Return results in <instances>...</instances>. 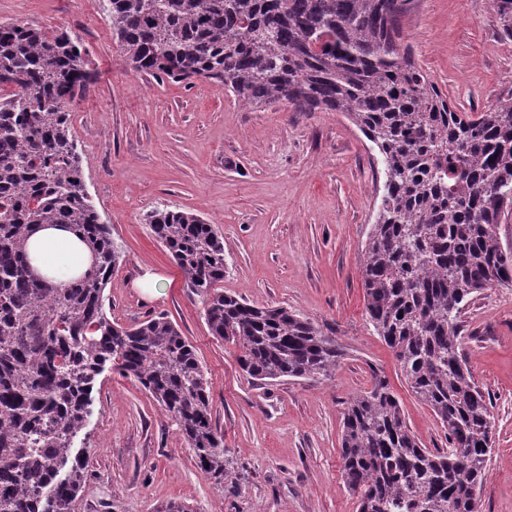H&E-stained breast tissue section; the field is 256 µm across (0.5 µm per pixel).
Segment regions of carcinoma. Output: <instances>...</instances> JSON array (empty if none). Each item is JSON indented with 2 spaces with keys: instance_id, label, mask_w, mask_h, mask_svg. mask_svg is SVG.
<instances>
[{
  "instance_id": "carcinoma-1",
  "label": "carcinoma",
  "mask_w": 512,
  "mask_h": 512,
  "mask_svg": "<svg viewBox=\"0 0 512 512\" xmlns=\"http://www.w3.org/2000/svg\"><path fill=\"white\" fill-rule=\"evenodd\" d=\"M412 3L108 0L107 14L135 72L214 80L249 106L341 112L374 144L384 184L363 247L365 311L448 447H423L376 379L344 413L341 476L358 512H481L491 401L462 352L459 319L474 294L512 283V247L496 232L512 211V89L479 112L452 107L403 44ZM491 5L512 36V0ZM91 83L78 38L0 24V512H72L87 478L73 441L107 368L151 395L218 490L237 482L193 346L163 314L125 327L105 312L122 256L88 198L68 110ZM41 224L68 227L90 249L80 280L60 287L30 274L26 243ZM147 224L251 378L336 371V338L319 325L218 287L215 225L169 208Z\"/></svg>"
}]
</instances>
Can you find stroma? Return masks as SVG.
Wrapping results in <instances>:
<instances>
[{
    "mask_svg": "<svg viewBox=\"0 0 512 512\" xmlns=\"http://www.w3.org/2000/svg\"><path fill=\"white\" fill-rule=\"evenodd\" d=\"M107 0H0V23L63 30L94 74L71 108L86 190L123 262L104 291L123 326L163 314L202 362L224 449L241 480L217 490L174 422L138 383L104 372L74 443L89 476L75 512H356L339 469L351 398L384 377L421 443L444 430L411 393L394 353L365 315L363 246L382 194L371 142L339 112L260 108L209 80L174 82L131 70L112 37ZM404 42L449 102L471 111L512 89V37L488 0H416ZM200 215L224 236L225 294L284 305L332 329L342 357L330 378L260 384L235 345L211 335L144 217L160 206ZM165 283L154 296L137 277ZM462 350L490 395L493 450L482 512H512V286L477 294L461 314Z\"/></svg>",
    "mask_w": 512,
    "mask_h": 512,
    "instance_id": "35a3bbf8",
    "label": "stroma"
}]
</instances>
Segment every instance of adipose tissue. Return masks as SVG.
Returning <instances> with one entry per match:
<instances>
[{
	"label": "adipose tissue",
	"instance_id": "ef3b65f1",
	"mask_svg": "<svg viewBox=\"0 0 512 512\" xmlns=\"http://www.w3.org/2000/svg\"><path fill=\"white\" fill-rule=\"evenodd\" d=\"M31 267L56 285H65L89 268L91 254L82 240L68 229L45 225L33 232L27 243Z\"/></svg>",
	"mask_w": 512,
	"mask_h": 512
}]
</instances>
